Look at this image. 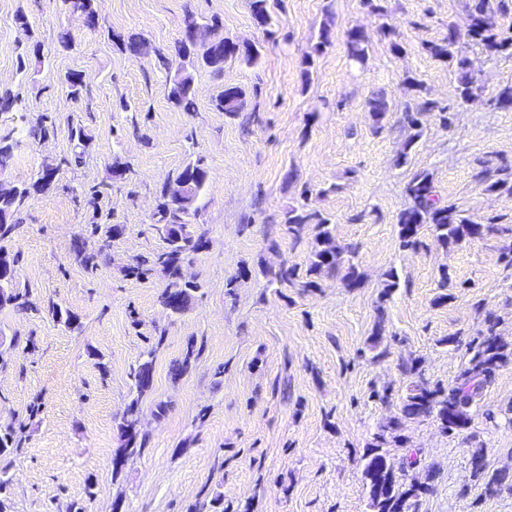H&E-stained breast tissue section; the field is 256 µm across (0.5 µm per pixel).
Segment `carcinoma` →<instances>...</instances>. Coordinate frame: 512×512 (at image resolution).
I'll use <instances>...</instances> for the list:
<instances>
[{
	"mask_svg": "<svg viewBox=\"0 0 512 512\" xmlns=\"http://www.w3.org/2000/svg\"><path fill=\"white\" fill-rule=\"evenodd\" d=\"M72 10L84 14L87 25L95 28L99 19L94 10V0H67ZM464 9L472 20L469 31L460 33L454 27H448V34L441 40L425 45V51L435 60L451 67L456 76L458 97L463 103L481 100L484 89L479 75L480 69L476 62L467 54L468 49H475L488 59L512 58V25L505 26L498 17L512 11V0H464ZM197 23L188 20L185 24L182 38L179 42L177 56L178 67L169 90V99L186 112L195 110V91L192 75L188 67L197 64L212 69L219 74L224 69V63L240 57L248 62H255L259 57L257 48L243 49L236 43L222 37L215 38L201 54H195L193 46L196 41L193 34ZM349 56L352 60L362 63L367 56V39L360 29H352L346 40ZM124 50L134 55L149 53V44L138 34H130L121 39ZM406 85L414 92V102L403 110L404 126L410 130L403 148L397 154L396 163L401 166L407 163L408 151L422 136V116L426 112L438 114L442 124H448L450 107L427 97L422 83L413 77L406 78ZM489 102L494 108L512 111V82L501 85L491 96ZM246 93L238 86H227L214 101V107L229 115L244 110ZM366 107L374 124L382 127V122L391 110V105L385 94L377 93L366 101ZM22 145V141L10 137H0V173L7 170L14 152ZM476 179L483 191L496 195L512 196V168L494 166L489 161L479 162ZM56 169L43 171L40 177L29 186H17L13 194L0 195V212L8 214V222L0 223V235L8 234L13 225V219L18 207L27 199L31 192H41L50 186ZM207 179V171L201 161H191L172 179L167 180L160 191L157 206L156 230L163 237L166 247L152 258L144 259L141 265L148 263L163 267L169 277L168 284L158 296L159 303L171 308L172 312L181 315L186 312L198 298L200 285L181 281L180 267L184 256L197 252L204 246L200 237H194L190 231V218L198 211L197 204L187 205L178 198L177 191L171 186L177 183H189L192 186L194 200H199L201 190ZM406 206L397 218L399 225V242L403 249H413L419 243L420 232L424 226H429L432 235L442 247L457 244L464 239H475L483 236L496 219L483 223L473 215L459 209L449 201L443 200L434 182L433 175L428 171H418L412 174L405 185ZM283 224L288 234L295 238L307 224H314L318 229L316 246L311 253L305 282L308 288H317L319 283L313 277L321 274H332L339 270L341 256L345 253L355 254L353 248H343L335 244L333 224L330 218L318 211H311L302 206L291 207L283 215ZM76 258L93 270L103 259L104 252L87 253L80 243H75ZM267 276L272 283L290 285L299 277L297 267L283 264L275 270H268ZM17 271L9 261H3L0 266V306L10 305L19 311L32 308L26 295L16 288ZM499 321L487 319L486 333L478 341L470 344L474 350L473 356L460 372L454 385L444 388L434 387L424 380L415 360H404L400 367L404 373L416 377L412 381L406 396L403 398L399 412L391 417L384 426V433L375 438L365 454L361 471L362 482L367 490L369 507L373 512H410L416 506L419 498L429 491V484L416 479L409 482L400 478L407 469L419 463L418 451L412 450L403 459L401 465L384 449V445L403 440L401 432L407 424L431 418L436 421L443 431H453L466 428L471 421L470 410L481 396L484 388L490 384L496 371L512 357L500 334L497 333ZM163 342L158 337L155 344L142 353L141 360L131 372L132 388L137 394L147 392L153 382L154 357L157 348ZM200 350L194 342L187 344L182 358L175 361L170 369L173 377L183 376L192 362L199 356ZM138 400H132L126 414L117 424L120 439L126 448L125 460L115 465V472H120L126 460L141 452L146 438L140 433ZM19 450V441L14 432L7 430L0 433V458L7 457ZM471 468L474 477L482 481L485 490L490 494H498L502 490L512 491V482L501 472H490L484 462L482 449H477L471 456ZM11 480L7 468L0 467V512H10Z\"/></svg>",
	"mask_w": 512,
	"mask_h": 512,
	"instance_id": "1",
	"label": "carcinoma"
}]
</instances>
